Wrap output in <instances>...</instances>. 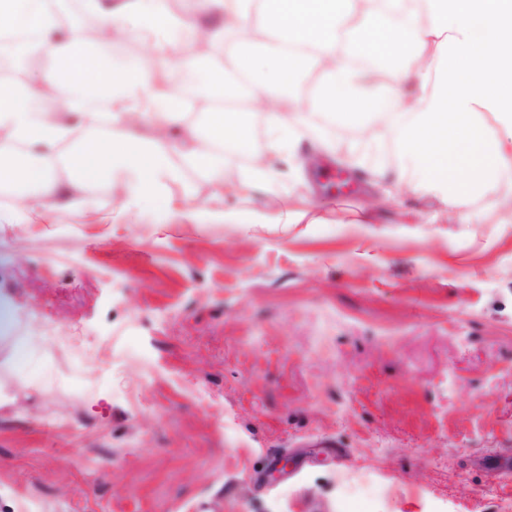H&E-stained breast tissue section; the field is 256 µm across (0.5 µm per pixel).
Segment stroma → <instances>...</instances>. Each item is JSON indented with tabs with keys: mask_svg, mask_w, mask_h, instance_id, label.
Returning <instances> with one entry per match:
<instances>
[{
	"mask_svg": "<svg viewBox=\"0 0 512 512\" xmlns=\"http://www.w3.org/2000/svg\"><path fill=\"white\" fill-rule=\"evenodd\" d=\"M334 175L167 195L313 224H175L107 182L0 224V512H495L512 496V224L379 198L385 127L325 124ZM374 221L361 223L364 212ZM437 223H428L429 215ZM37 333L18 359V336ZM335 441L342 458L313 444Z\"/></svg>",
	"mask_w": 512,
	"mask_h": 512,
	"instance_id": "stroma-1",
	"label": "stroma"
}]
</instances>
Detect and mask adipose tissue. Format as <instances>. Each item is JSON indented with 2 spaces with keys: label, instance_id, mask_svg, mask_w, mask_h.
Instances as JSON below:
<instances>
[{
  "label": "adipose tissue",
  "instance_id": "ef3b65f1",
  "mask_svg": "<svg viewBox=\"0 0 512 512\" xmlns=\"http://www.w3.org/2000/svg\"><path fill=\"white\" fill-rule=\"evenodd\" d=\"M98 33L61 27L52 0H0V48L19 76L0 85V184L19 180L17 206L1 224L37 217L52 223L79 205L80 188L105 180L126 207H159L179 221L214 224H311L308 209L258 213L212 211L166 196L182 166L199 168L230 194L250 195L258 181L312 167L335 155L323 120L371 129L389 126L398 152L394 177L415 193L438 197L460 224L474 220L470 199L512 176V0H380L401 31L375 23L368 0H81ZM251 16L259 39L236 46L234 68L208 49L227 28ZM349 25L363 48L402 53L387 76L359 67L338 48L336 29ZM28 36H20V29ZM136 35L151 55L112 62L114 40ZM318 74L315 112L296 106L306 71ZM200 98L235 96L247 82L253 119L240 112L206 113L203 127L186 122L184 76ZM262 123L264 149L251 170L225 184L224 144L248 146L251 120ZM154 139H144L141 125Z\"/></svg>",
  "mask_w": 512,
  "mask_h": 512
}]
</instances>
